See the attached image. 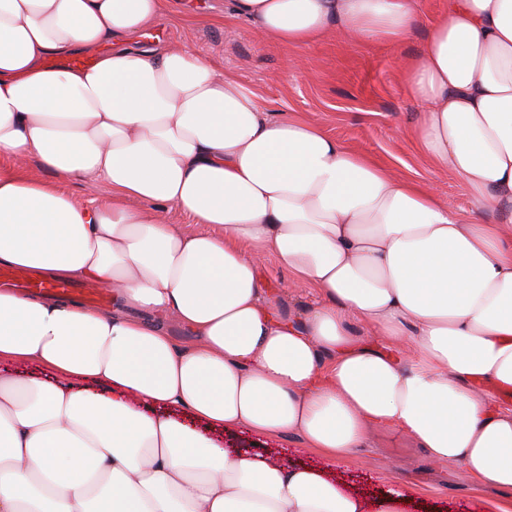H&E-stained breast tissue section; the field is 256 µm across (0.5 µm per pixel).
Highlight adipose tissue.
<instances>
[{"label":"adipose tissue","instance_id":"adipose-tissue-1","mask_svg":"<svg viewBox=\"0 0 512 512\" xmlns=\"http://www.w3.org/2000/svg\"><path fill=\"white\" fill-rule=\"evenodd\" d=\"M166 10L0 0V265L116 305L0 291V512H405V492L369 498L335 473L382 430L512 489V398L492 392L512 387V0H448L400 65L410 137L458 177L466 218L264 110L204 55L142 43ZM224 16L285 49L396 47L421 22L416 0H224ZM31 161L111 194L78 204ZM174 208L220 234L167 223ZM267 256L308 308L272 297ZM216 429L294 434L324 464L227 448Z\"/></svg>","mask_w":512,"mask_h":512}]
</instances>
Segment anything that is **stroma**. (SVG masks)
Returning a JSON list of instances; mask_svg holds the SVG:
<instances>
[{"label": "stroma", "mask_w": 512, "mask_h": 512, "mask_svg": "<svg viewBox=\"0 0 512 512\" xmlns=\"http://www.w3.org/2000/svg\"><path fill=\"white\" fill-rule=\"evenodd\" d=\"M166 20L152 26L154 39L188 46L231 72L253 90L270 112H296L319 125L353 151L370 156L396 177L431 181L435 191L452 199L462 215L470 200L451 172L434 169L411 146L408 132L417 110L405 95L397 62L418 57L431 24L447 0H418L419 29L399 48L339 44L329 36L298 48L302 70L286 66L287 50L270 44L251 24L214 22L224 0H173ZM262 277L282 305L303 309L312 298L289 288L288 275L275 258L259 262ZM357 491L375 496L402 488L411 496L409 512H478L483 501L496 499L512 512V495L493 492L463 475L458 464L434 463L405 436L381 433L372 447L357 449L340 469Z\"/></svg>", "instance_id": "obj_1"}]
</instances>
